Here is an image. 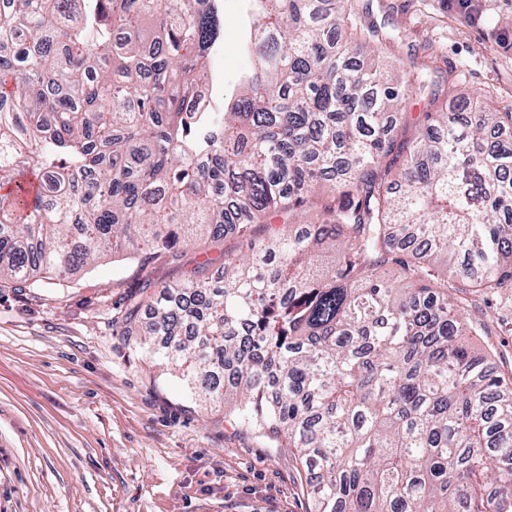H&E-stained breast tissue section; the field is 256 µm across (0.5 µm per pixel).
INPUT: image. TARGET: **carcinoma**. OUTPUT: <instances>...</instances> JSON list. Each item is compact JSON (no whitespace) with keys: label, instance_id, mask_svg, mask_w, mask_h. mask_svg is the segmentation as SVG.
Masks as SVG:
<instances>
[{"label":"carcinoma","instance_id":"cac0c4a2","mask_svg":"<svg viewBox=\"0 0 512 512\" xmlns=\"http://www.w3.org/2000/svg\"><path fill=\"white\" fill-rule=\"evenodd\" d=\"M217 2L4 0L0 282L247 236V261L129 295L126 336L293 449L313 512H512V382L460 341L484 326L436 269L471 293L512 282V113L357 63L388 37L350 0H249L246 85L192 112ZM411 95L431 111L409 145L392 126ZM276 211L292 229L255 237Z\"/></svg>","mask_w":512,"mask_h":512}]
</instances>
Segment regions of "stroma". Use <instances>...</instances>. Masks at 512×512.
Returning a JSON list of instances; mask_svg holds the SVG:
<instances>
[{
    "label": "stroma",
    "mask_w": 512,
    "mask_h": 512,
    "mask_svg": "<svg viewBox=\"0 0 512 512\" xmlns=\"http://www.w3.org/2000/svg\"><path fill=\"white\" fill-rule=\"evenodd\" d=\"M363 21L395 34L389 56L454 81L512 113V0H355ZM223 43L208 91L223 106L251 60L244 0H223ZM249 252L227 237L187 247L178 263L103 258L68 279L0 283V512H309L293 451L233 430L224 408L193 399L179 375L123 336L131 291L180 278L202 256ZM512 379V288L463 300Z\"/></svg>",
    "instance_id": "obj_1"
}]
</instances>
